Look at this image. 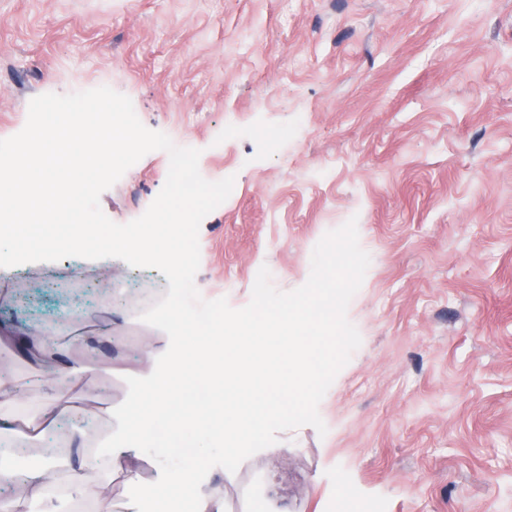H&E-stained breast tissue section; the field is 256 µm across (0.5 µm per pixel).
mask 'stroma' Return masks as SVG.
<instances>
[{
	"mask_svg": "<svg viewBox=\"0 0 512 512\" xmlns=\"http://www.w3.org/2000/svg\"><path fill=\"white\" fill-rule=\"evenodd\" d=\"M107 86L139 120L234 177L199 230L196 287L247 305L260 267L302 286L313 249L356 219L370 264L347 317L361 345L318 406L327 427L280 432L203 482L224 512H512V0H0V139L32 98ZM236 127V136L224 134ZM169 156H143L100 197L140 217ZM155 269L67 257L0 276L5 323L53 328L58 351L0 344V375L84 361L112 304V372L73 389L89 446L162 361L139 318Z\"/></svg>",
	"mask_w": 512,
	"mask_h": 512,
	"instance_id": "stroma-1",
	"label": "stroma"
}]
</instances>
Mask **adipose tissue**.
Wrapping results in <instances>:
<instances>
[{
  "label": "adipose tissue",
  "instance_id": "1",
  "mask_svg": "<svg viewBox=\"0 0 512 512\" xmlns=\"http://www.w3.org/2000/svg\"><path fill=\"white\" fill-rule=\"evenodd\" d=\"M173 327L177 331L173 342L158 349L162 368L147 376L143 386L125 406L120 416V428L109 433L98 451L110 458H121L126 480L137 484L141 481L143 451L154 445L149 435L151 424L165 423L174 435L193 429L192 445L196 452L192 467L185 469L170 463L167 458H155L156 473L148 489L168 502L169 512H181V490L186 486L193 489L194 512H224L222 500L196 486L193 478L194 470L208 464L210 443L224 436L222 428L202 421L198 404L191 396L204 377L197 362L195 318L189 312H181ZM37 385L41 399L36 405L22 413L0 415V448H19V439L24 434L49 435L63 424L71 431H84V418L73 407L69 393L77 385L94 389L95 383L86 367L63 366L55 374L39 377ZM63 465L69 470L65 489L72 500L85 503L89 512H112L111 501L102 493L107 480L102 476L100 466L81 445L74 448L67 459L49 455L39 468L20 474L0 470L1 485L18 481L25 488L24 496L0 497V512H25L31 501L43 503L44 512H55L50 490L57 486L56 473Z\"/></svg>",
  "mask_w": 512,
  "mask_h": 512
}]
</instances>
